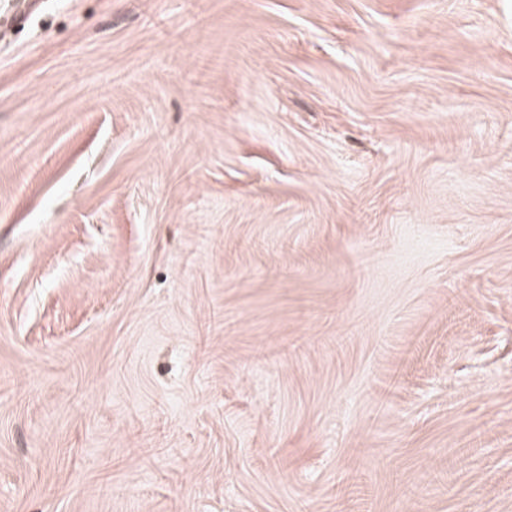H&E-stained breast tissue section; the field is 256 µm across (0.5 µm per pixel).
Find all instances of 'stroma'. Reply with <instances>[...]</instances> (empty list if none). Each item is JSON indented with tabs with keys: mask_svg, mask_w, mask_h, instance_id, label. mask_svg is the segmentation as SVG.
<instances>
[{
	"mask_svg": "<svg viewBox=\"0 0 512 512\" xmlns=\"http://www.w3.org/2000/svg\"><path fill=\"white\" fill-rule=\"evenodd\" d=\"M0 512H512V0L0 39Z\"/></svg>",
	"mask_w": 512,
	"mask_h": 512,
	"instance_id": "1",
	"label": "stroma"
}]
</instances>
